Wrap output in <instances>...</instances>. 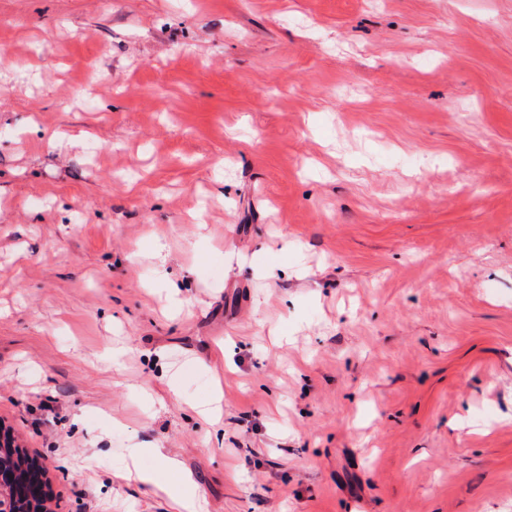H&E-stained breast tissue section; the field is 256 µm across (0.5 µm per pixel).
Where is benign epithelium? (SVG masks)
Instances as JSON below:
<instances>
[{
	"instance_id": "benign-epithelium-1",
	"label": "benign epithelium",
	"mask_w": 512,
	"mask_h": 512,
	"mask_svg": "<svg viewBox=\"0 0 512 512\" xmlns=\"http://www.w3.org/2000/svg\"><path fill=\"white\" fill-rule=\"evenodd\" d=\"M0 445L11 448V455L0 454V512H35L49 496V485L41 462L16 465L17 453L10 434L0 426Z\"/></svg>"
}]
</instances>
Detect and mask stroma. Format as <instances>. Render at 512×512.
Returning a JSON list of instances; mask_svg holds the SVG:
<instances>
[{
    "label": "stroma",
    "mask_w": 512,
    "mask_h": 512,
    "mask_svg": "<svg viewBox=\"0 0 512 512\" xmlns=\"http://www.w3.org/2000/svg\"><path fill=\"white\" fill-rule=\"evenodd\" d=\"M1 128L52 512H178L137 445L203 512H512V0H0ZM156 452L152 448L135 446L123 465L146 484H152L169 495L180 512H199L200 507L193 490L191 476L184 472L180 463L166 456H161L159 471H147L138 466L140 456L147 452Z\"/></svg>",
    "instance_id": "stroma-1"
}]
</instances>
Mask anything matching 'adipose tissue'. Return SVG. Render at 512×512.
<instances>
[{"mask_svg": "<svg viewBox=\"0 0 512 512\" xmlns=\"http://www.w3.org/2000/svg\"><path fill=\"white\" fill-rule=\"evenodd\" d=\"M142 453L141 447H134L124 462L125 467L141 482L154 485L168 494L175 502L178 512H200L193 490V480L183 471L179 462L164 456L160 459L159 470L147 471L138 465Z\"/></svg>", "mask_w": 512, "mask_h": 512, "instance_id": "1", "label": "adipose tissue"}]
</instances>
